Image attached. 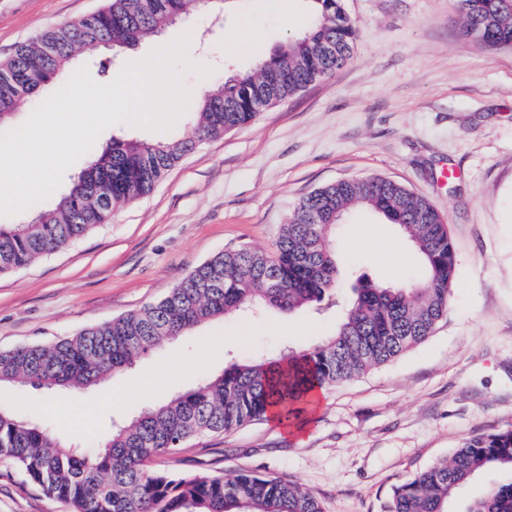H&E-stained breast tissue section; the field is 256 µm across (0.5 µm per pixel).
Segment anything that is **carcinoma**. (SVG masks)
Listing matches in <instances>:
<instances>
[{"mask_svg":"<svg viewBox=\"0 0 512 512\" xmlns=\"http://www.w3.org/2000/svg\"><path fill=\"white\" fill-rule=\"evenodd\" d=\"M198 0H106L103 8L35 40L0 61V127L18 103L36 98L82 50L118 54L137 47ZM466 29L485 48L512 45V0H456ZM312 22L253 71L235 73L195 97L193 134L151 143L114 140L58 189L54 207L0 225V273L24 268L107 223L115 209L150 193L206 138L252 121L271 106L330 76L351 56L357 31L341 0H311ZM366 208L397 226L425 267L420 285L384 286L362 276L356 299L332 336L279 361H234L218 376L141 412L100 448L63 445L50 430L0 407V459L16 464L70 512H323L318 498L288 480L242 471L230 478L151 465L188 440L224 433L278 409L290 421L309 406L308 390L342 383L384 365L431 335L448 312L455 255L448 224L403 185L373 176L338 181L303 197L273 252L219 253L156 304L46 345L0 351V383L84 390L142 354L212 319L248 307L279 311L322 303L340 269L336 237L346 213ZM512 472V430L477 433L445 460L394 486L383 512H449V501L477 473ZM460 512H512V480L491 483Z\"/></svg>","mask_w":512,"mask_h":512,"instance_id":"carcinoma-1","label":"carcinoma"}]
</instances>
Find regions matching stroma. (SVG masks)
I'll list each match as a JSON object with an SVG mask.
<instances>
[{"label":"stroma","instance_id":"1","mask_svg":"<svg viewBox=\"0 0 512 512\" xmlns=\"http://www.w3.org/2000/svg\"><path fill=\"white\" fill-rule=\"evenodd\" d=\"M103 0H0V59L21 42L97 11ZM357 28L347 62L330 77L249 123L204 140L148 195L66 249L0 276V350L48 344L138 311L213 256L243 246L273 251L296 204L340 180L381 176L425 198L449 226L455 280L431 335L395 360L326 389L288 434L269 420L190 440L158 468L230 477H283L313 492L323 512H381L393 487L448 458L464 438L512 429V47L487 49L462 31L454 0H343ZM311 20L309 0H234L223 16L203 0L134 51L189 34L183 86L249 71ZM169 132L127 123L115 139L153 142ZM395 225L365 210L340 227L344 269L334 306L232 314L202 324L114 373L105 387L49 393L0 384V405L94 450L145 408L220 375L231 362L278 360L321 344L349 305L356 276L419 284L413 247L389 265L381 243ZM161 385L142 394L141 378ZM125 391L121 404L104 389ZM0 512H69L21 469L0 461Z\"/></svg>","mask_w":512,"mask_h":512}]
</instances>
